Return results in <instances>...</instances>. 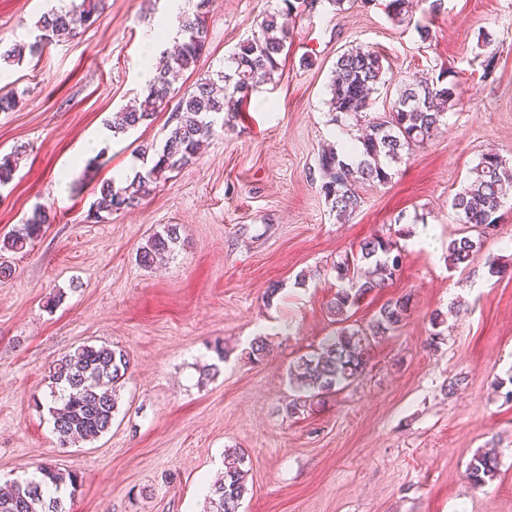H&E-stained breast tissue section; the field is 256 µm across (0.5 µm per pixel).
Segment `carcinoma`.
Listing matches in <instances>:
<instances>
[{"label":"carcinoma","mask_w":512,"mask_h":512,"mask_svg":"<svg viewBox=\"0 0 512 512\" xmlns=\"http://www.w3.org/2000/svg\"><path fill=\"white\" fill-rule=\"evenodd\" d=\"M104 0H81L78 6L61 7L45 13L37 22L38 34L30 44H16L0 54V60L19 62L24 54H42L46 46L62 33L72 35L93 25ZM210 0H197L195 9L179 17L180 42L177 50L160 52L153 64V78L142 98L122 108L112 120V129L124 132L152 120L171 100L170 76L196 65L207 39L205 15ZM261 15L257 30L242 40L228 58V65L185 90L170 116L171 127L157 160L145 172L121 187L107 183L93 203V218L121 207L137 205L150 193L151 184L164 173L175 171L195 158L199 145L211 137L215 126L224 122V113L237 112L256 87V78H271L278 70L279 58L291 32L293 17L301 7H314L312 0H280ZM388 16L402 23L409 17V0H388ZM381 55L368 46L358 45L343 51L332 71L329 100L336 116L359 118L368 109L370 95L386 84ZM448 71L437 77H408L398 80L391 108L381 117L368 119L367 130L358 138V155L350 161L330 148L319 157L324 176L321 190L330 211L346 219L361 206L358 187L385 184L392 178V165L403 155L427 142L456 105L454 84ZM25 150L15 148L0 155V186L9 184ZM512 196V166L495 149L483 152L473 168V178L455 194L452 207L463 216V223L486 229L496 224L497 213ZM50 217L37 210L8 236L0 248L22 252L37 238ZM179 242L176 225L150 236L137 252L145 268L173 252ZM482 239L470 235L448 242V265H468L480 249ZM402 263L397 242L384 237L362 240L356 251L344 256L332 270L340 289L331 302L330 312L340 327L326 338L318 350L300 357L290 368L294 398L287 412L296 415L316 398H324L358 381L368 366L371 342L396 332L406 320L410 299L399 296L383 304L368 330L346 325L350 308L371 293L386 287ZM129 362L120 350L107 344L82 345L74 353L55 361L49 369L51 401L48 413L53 432L61 446L91 441L109 432L117 409V388L128 371ZM498 453L491 447L475 453L469 462L467 478L475 488L493 481L498 470ZM76 487L77 477L40 466L37 474L13 481L10 490L0 493V512H70L60 496L47 494L53 484ZM247 492L244 453L224 454V479L213 485L208 512H240Z\"/></svg>","instance_id":"cac0c4a2"}]
</instances>
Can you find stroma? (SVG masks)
I'll return each mask as SVG.
<instances>
[{"instance_id":"obj_1","label":"stroma","mask_w":512,"mask_h":512,"mask_svg":"<svg viewBox=\"0 0 512 512\" xmlns=\"http://www.w3.org/2000/svg\"><path fill=\"white\" fill-rule=\"evenodd\" d=\"M386 3L346 0L336 11L318 0L297 16L278 72L257 83L231 126L138 206L99 222L89 210L102 183L151 167L170 111L103 140L79 169L70 163L142 95L143 29L177 26L169 0H107L81 34L0 66V96L17 100L0 112V155L26 148L0 187V240L34 210L50 216L25 252L0 254L12 268L0 278L1 481L47 463L81 476L73 512H205L201 483L237 448L248 471L241 512H512V402L494 389L512 378V201L469 266L447 261L464 228L451 202L481 153L494 147L512 161V0H444L431 18L419 0L409 24L392 20ZM48 6L0 0V52L33 41ZM266 6L213 0L203 52L172 83L173 98L223 66ZM422 19L425 44L413 27ZM485 30L495 35L488 46ZM356 45L379 51L396 79L448 69L456 104L391 180L360 186L361 208L341 223L318 158L357 134L353 121L334 122L329 104L334 63ZM422 222L433 248L416 240ZM169 224L179 246L141 267L138 249ZM374 236L396 238L402 268L348 324L367 327L403 294L409 315L372 343L364 377L289 416V366L337 328L332 266ZM258 336L269 352L253 361ZM104 343L129 360L112 429L60 446L45 407L48 368ZM491 441L498 474L477 489L467 465Z\"/></svg>"}]
</instances>
